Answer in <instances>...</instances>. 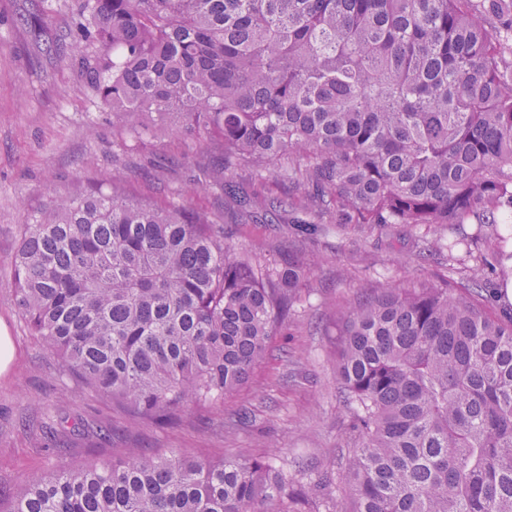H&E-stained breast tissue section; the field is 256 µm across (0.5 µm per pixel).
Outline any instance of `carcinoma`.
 I'll list each match as a JSON object with an SVG mask.
<instances>
[{
	"label": "carcinoma",
	"mask_w": 512,
	"mask_h": 512,
	"mask_svg": "<svg viewBox=\"0 0 512 512\" xmlns=\"http://www.w3.org/2000/svg\"><path fill=\"white\" fill-rule=\"evenodd\" d=\"M49 53L42 12L21 16ZM70 49L137 142L219 135L224 160L288 175L295 223L484 233L423 241L452 288L358 300L336 331L357 443L351 512H512V0H83ZM15 304L59 374L159 426L224 402L300 301L306 270L224 245L204 212L117 184L21 225ZM265 461L172 452L29 478L0 512H299Z\"/></svg>",
	"instance_id": "carcinoma-1"
}]
</instances>
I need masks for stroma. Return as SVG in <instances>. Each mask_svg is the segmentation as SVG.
<instances>
[{
  "instance_id": "1",
  "label": "stroma",
  "mask_w": 512,
  "mask_h": 512,
  "mask_svg": "<svg viewBox=\"0 0 512 512\" xmlns=\"http://www.w3.org/2000/svg\"><path fill=\"white\" fill-rule=\"evenodd\" d=\"M79 0H0V327L15 346L0 373V494L20 490L32 475L80 466L139 449L172 450L220 463L267 459L295 485L313 486L302 512H351L338 488L340 458L352 447V414L338 399L336 321L346 300L377 288L440 283L446 261L414 258L419 229H331L316 239L294 234L281 216L257 211L242 218L225 196V180L258 197L283 194L282 179H260L247 168L225 170L215 153L189 135L160 133L135 147L111 112L80 77L71 51L35 47L17 17L38 8L69 41ZM121 179L132 199L176 202L209 212L235 250L318 258L301 301L271 337L249 380L225 394L221 407L193 411L160 429L133 421L110 397L76 389L28 333L15 305L13 257L19 229L50 196L73 194L89 182Z\"/></svg>"
}]
</instances>
